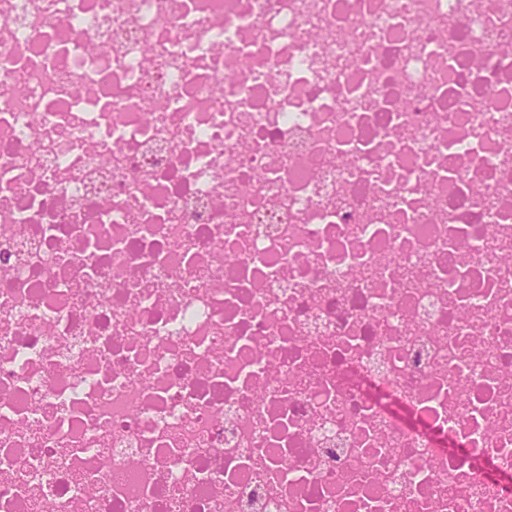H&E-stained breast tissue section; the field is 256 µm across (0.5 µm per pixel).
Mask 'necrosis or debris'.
<instances>
[{
  "label": "necrosis or debris",
  "mask_w": 512,
  "mask_h": 512,
  "mask_svg": "<svg viewBox=\"0 0 512 512\" xmlns=\"http://www.w3.org/2000/svg\"><path fill=\"white\" fill-rule=\"evenodd\" d=\"M512 0H0V512H512Z\"/></svg>",
  "instance_id": "4bbe7bcc"
}]
</instances>
